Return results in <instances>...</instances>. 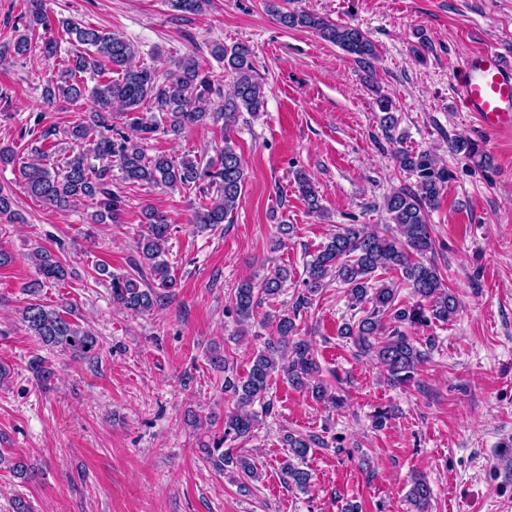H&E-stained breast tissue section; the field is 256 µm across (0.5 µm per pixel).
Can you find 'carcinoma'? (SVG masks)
<instances>
[{
  "mask_svg": "<svg viewBox=\"0 0 512 512\" xmlns=\"http://www.w3.org/2000/svg\"><path fill=\"white\" fill-rule=\"evenodd\" d=\"M207 2L170 0L172 9L184 14L202 12ZM29 4L24 15L26 26L49 28L51 21L44 0H29ZM266 5L267 12L282 27L313 30L367 71L374 68L378 59L376 46L359 27L337 24L314 12L290 11L283 6V0H266ZM61 27L73 49L58 73L45 79L43 103L52 106L63 100L74 104L87 95L92 99L93 110L79 115L64 131L74 147L62 157H56L57 144L51 141L56 129H31L28 135L34 144L35 158L26 162L13 147L5 145L0 147V166H13L30 197L60 211L90 203L94 224L118 220L121 197L112 190L114 167L127 183L198 191L204 201L194 211L192 223L200 229H212L229 220L238 207L245 172L228 131L240 112L256 114L265 103L264 89L255 76L252 46L243 41L230 47L222 43L210 46V55L224 63V69L233 78L232 97L216 106L213 96L220 95V90L214 87L195 56L179 57L175 70L162 77L154 67L133 64L135 48L119 35L73 21H63ZM35 49L45 59H55L58 40L52 37L35 44L32 38L21 34L0 45V61L26 56ZM214 106L224 116L226 131L224 147L215 151V156L178 160L145 154L143 141L157 134L177 136L202 125L210 118ZM378 106L383 112L381 126L388 133L397 123L393 103L381 96ZM114 112L122 116L120 128L112 123ZM450 149L466 158L486 162V155L469 139L453 140ZM397 160L415 182L383 197L382 210L389 223L395 225L396 233L381 235L366 224L345 225L307 264L305 288L313 295L333 280L346 285L350 308L363 316L344 323L339 335L351 339L359 354L375 359L386 370L390 383L405 385L415 380L429 351L420 349L403 328L432 320L447 322L457 314L459 301L445 287L439 267L430 258L435 239L427 222L428 211L438 204L453 172L429 150H403ZM295 182L308 207L319 209L316 188L306 173L297 172ZM19 218L13 194L0 186V220L13 223ZM144 224L146 228L137 242L139 259L134 262V272L114 274L108 265L98 266V273L109 283L112 301L134 313L164 305L174 285L166 259L170 224L151 208L144 212ZM30 258L38 274L28 285L33 296L39 295L45 285L62 282L69 276L59 257L46 248L33 251ZM379 269L400 272L417 302L410 307L398 304L394 284L374 281ZM287 279L288 270L278 268L259 281L240 284L233 297L237 321L247 324L255 319L262 302L275 298ZM306 304L308 297L304 296L291 311L265 316L271 323L273 337L266 339L253 354L245 373L231 370L224 355L216 350L210 358L213 366L224 372V394L233 399L234 409L224 417V437L205 447L204 452L213 467L232 468L242 482L258 480V467L251 458L235 457L224 450V441L229 436L239 439L251 433L255 415L249 407L265 399L275 376L282 374L293 387L307 388L316 398L336 403V396L316 380L319 365L311 344L297 337L298 312ZM22 322L31 335L50 349L68 350L83 357L92 356L97 349L98 340L92 332L66 316V311L37 300L23 308ZM29 369L40 383L48 382L53 375L46 360L38 356L29 362ZM283 440L289 452L282 467L284 479L288 486L304 490L311 476L296 461L304 460L312 448L325 442L317 435L294 433L284 435ZM407 498L415 512H428L431 488L423 477H413Z\"/></svg>",
  "mask_w": 512,
  "mask_h": 512,
  "instance_id": "1",
  "label": "carcinoma"
}]
</instances>
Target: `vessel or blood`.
<instances>
[{
  "mask_svg": "<svg viewBox=\"0 0 512 512\" xmlns=\"http://www.w3.org/2000/svg\"><path fill=\"white\" fill-rule=\"evenodd\" d=\"M455 98L484 130L512 132V59L479 50L457 65Z\"/></svg>",
  "mask_w": 512,
  "mask_h": 512,
  "instance_id": "obj_1",
  "label": "vessel or blood"
}]
</instances>
